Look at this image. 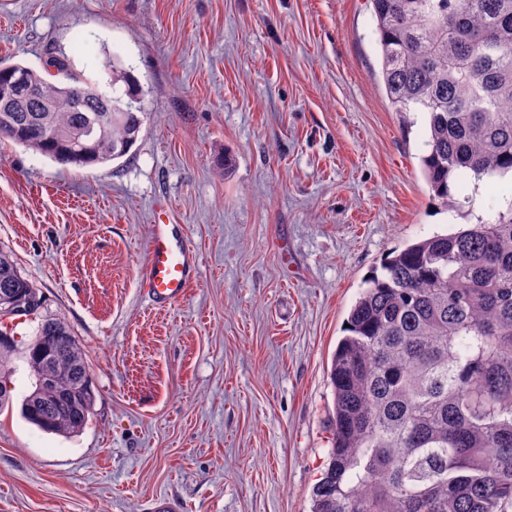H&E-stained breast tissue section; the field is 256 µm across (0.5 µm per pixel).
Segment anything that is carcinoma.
Segmentation results:
<instances>
[{"label": "carcinoma", "instance_id": "obj_1", "mask_svg": "<svg viewBox=\"0 0 512 512\" xmlns=\"http://www.w3.org/2000/svg\"><path fill=\"white\" fill-rule=\"evenodd\" d=\"M386 96L397 112L428 114L423 176L441 204L467 176L512 174V0H370ZM32 80L47 112L0 97V140L62 165L127 155L143 124L135 80L112 64L130 111L75 112L69 90L92 83L65 57ZM92 124L106 152L85 153L75 129ZM361 289L331 358L327 458L310 512H512V204L389 253ZM39 289L0 251V289ZM46 318L26 349L31 378L42 350L63 377L24 396L43 431L81 432L97 395L79 340Z\"/></svg>", "mask_w": 512, "mask_h": 512}]
</instances>
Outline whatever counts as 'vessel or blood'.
<instances>
[{"label":"vessel or blood","instance_id":"b4317fda","mask_svg":"<svg viewBox=\"0 0 512 512\" xmlns=\"http://www.w3.org/2000/svg\"><path fill=\"white\" fill-rule=\"evenodd\" d=\"M196 266L197 256L177 225L154 224L145 272V286L153 301L165 305L181 298Z\"/></svg>","mask_w":512,"mask_h":512}]
</instances>
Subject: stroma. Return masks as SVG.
<instances>
[{
    "label": "stroma",
    "instance_id": "1",
    "mask_svg": "<svg viewBox=\"0 0 512 512\" xmlns=\"http://www.w3.org/2000/svg\"><path fill=\"white\" fill-rule=\"evenodd\" d=\"M368 0H0V59L68 57L137 79L130 153L63 166L0 144V251L82 344L95 415L72 436L0 412V512H310L330 446L331 356L384 257L463 214L420 169L426 121L394 112ZM473 216L512 182L469 190ZM199 256L180 299L144 285L150 226Z\"/></svg>",
    "mask_w": 512,
    "mask_h": 512
}]
</instances>
